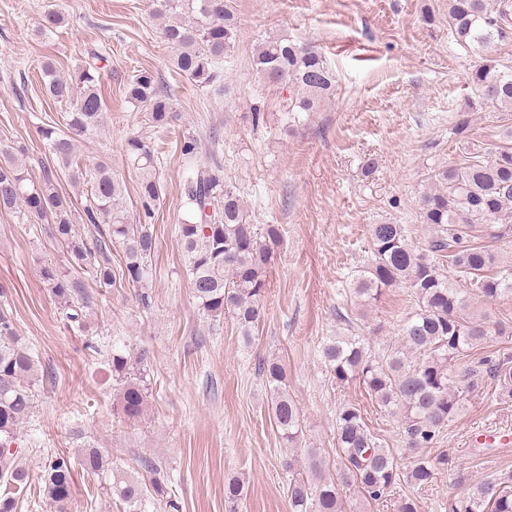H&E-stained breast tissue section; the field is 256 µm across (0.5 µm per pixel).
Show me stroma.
Segmentation results:
<instances>
[{"instance_id":"1","label":"stroma","mask_w":512,"mask_h":512,"mask_svg":"<svg viewBox=\"0 0 512 512\" xmlns=\"http://www.w3.org/2000/svg\"><path fill=\"white\" fill-rule=\"evenodd\" d=\"M239 21L234 50L213 86L198 88L170 70V51L149 0H0V145H26V163L39 174L49 155L38 128L59 122L64 107L50 98L41 66L66 73L90 51L100 60L107 128L80 145L88 161L106 158L126 184L131 219L142 207L137 177L125 152L136 135L161 155V199L147 224L156 239L150 310L130 288L95 289L85 329L68 325L43 287L38 263H66L68 255L40 220L0 211V284L16 328L49 378L36 387L31 416L16 445L31 474L52 455L78 459L100 448L124 470L147 456L164 474L179 512H225L224 484L245 480L240 512H288L287 456L268 408L258 359L285 364L288 392L302 410V445L320 449L336 469V410L360 404L367 424L396 452L400 469L414 456L397 422L380 412L363 387L329 378L321 348L332 336H359L373 351L401 347L400 328L411 311L407 288L379 298L359 297L354 282L371 253L368 228L405 225L412 245L429 232L419 201L435 167L457 158L460 141L487 151L512 126V112L469 109L478 94L472 72L480 59L448 29V0H230ZM65 8L57 28L42 29L52 4ZM436 24H429L427 14ZM272 35L313 46L336 75V90L318 112H285L286 89L256 71L259 45ZM148 68L176 99L179 118L153 127L128 102L125 85ZM464 134H456L459 121ZM200 141L199 161L218 163L240 195L248 223L276 224L281 239L268 268L263 315L251 345L231 317L199 310L177 243L181 191L188 172L180 136ZM97 349H90L88 341ZM146 352L152 388L147 414L130 425L117 414L106 360L116 343ZM512 433V399L495 384L465 397L457 415L429 448L446 451L477 479L512 471V445L475 451L478 436ZM101 480L73 469L70 512H119L101 493ZM453 490L438 478L423 488L399 482L394 501H366L347 491L351 512H396L411 497L418 512H448Z\"/></svg>"}]
</instances>
